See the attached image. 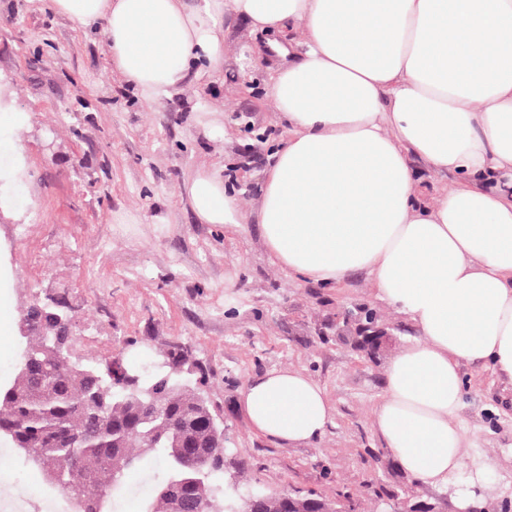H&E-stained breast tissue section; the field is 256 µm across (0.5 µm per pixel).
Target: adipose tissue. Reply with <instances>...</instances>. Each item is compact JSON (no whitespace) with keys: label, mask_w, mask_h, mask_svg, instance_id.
I'll return each instance as SVG.
<instances>
[{"label":"adipose tissue","mask_w":512,"mask_h":512,"mask_svg":"<svg viewBox=\"0 0 512 512\" xmlns=\"http://www.w3.org/2000/svg\"><path fill=\"white\" fill-rule=\"evenodd\" d=\"M101 26L113 78L154 99L224 62V18L268 38L287 130L257 220L280 270L327 288L365 272L418 335L384 369L373 426L399 468L444 487L463 467L460 367L512 380V0H51ZM25 115L0 105V170ZM446 180L428 193L426 181ZM205 224L246 202L199 166L186 187ZM240 406L276 445L323 436L333 405L293 367L249 381Z\"/></svg>","instance_id":"obj_1"}]
</instances>
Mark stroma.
Here are the masks:
<instances>
[{"label": "stroma", "mask_w": 512, "mask_h": 512, "mask_svg": "<svg viewBox=\"0 0 512 512\" xmlns=\"http://www.w3.org/2000/svg\"><path fill=\"white\" fill-rule=\"evenodd\" d=\"M263 41L225 17L223 69L149 101L112 79L98 28L79 27L50 0H0V92L26 116V175L0 203V260L14 276L7 314L65 298L74 363L116 358L145 375L160 351L188 349L206 371L200 394L224 416L227 486L330 499L347 489L354 512H390L374 493L393 477L376 459L372 424L392 354L370 361L317 332L337 307L365 304L400 348L417 334L412 322L377 298L365 273L322 288L280 271L256 218L231 232L200 223L185 191L204 162L228 191L257 200L286 135L270 95L273 58L257 53ZM200 105L223 112V132H205ZM287 366L326 391L334 416L320 439L279 447L250 430L238 398L253 377ZM461 372L467 465L490 470L492 502L512 500V383L486 365Z\"/></svg>", "instance_id": "stroma-1"}]
</instances>
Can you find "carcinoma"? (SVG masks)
<instances>
[{
	"instance_id": "carcinoma-1",
	"label": "carcinoma",
	"mask_w": 512,
	"mask_h": 512,
	"mask_svg": "<svg viewBox=\"0 0 512 512\" xmlns=\"http://www.w3.org/2000/svg\"><path fill=\"white\" fill-rule=\"evenodd\" d=\"M19 318L30 320L32 328L13 380L0 388V437L22 449L46 476L63 472L56 487L80 504V512H111L124 472L144 468L158 451L170 466L164 483L200 479L205 486L204 496L183 503L182 512L243 508L239 494L218 509L223 460L199 469L182 458L186 437L203 450L224 443L221 431L203 426L206 410L195 383L205 381V369L197 362V382L185 378L179 366L188 364L189 355L183 348L166 350L148 376L133 373L125 379L114 368L116 359L98 367L67 362L63 352L71 328L40 313L35 303L24 305ZM304 498L315 500L319 512H339L341 502H351L347 492L336 493L334 500L313 491ZM176 510L177 501L160 487L143 512Z\"/></svg>"
}]
</instances>
